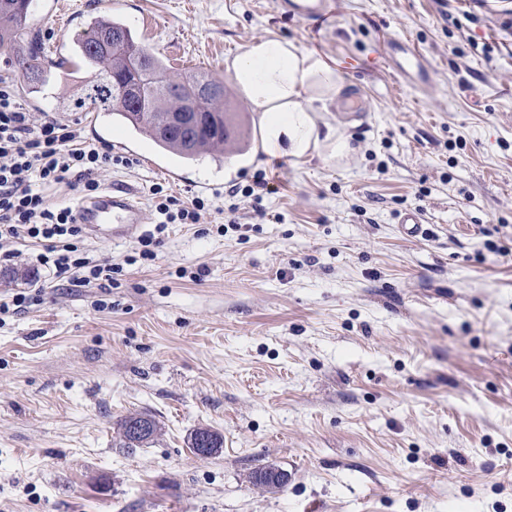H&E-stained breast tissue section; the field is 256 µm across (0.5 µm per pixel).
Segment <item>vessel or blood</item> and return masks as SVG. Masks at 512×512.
<instances>
[{"label":"vessel or blood","instance_id":"b4317fda","mask_svg":"<svg viewBox=\"0 0 512 512\" xmlns=\"http://www.w3.org/2000/svg\"><path fill=\"white\" fill-rule=\"evenodd\" d=\"M281 15L290 20L316 21L333 10L334 0H280ZM387 54L401 76L414 79L426 86L429 74L420 53L403 39H391ZM76 219L95 239H121L133 237L144 224V211L135 192L127 187H112L99 196L79 202Z\"/></svg>","mask_w":512,"mask_h":512}]
</instances>
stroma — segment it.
Here are the masks:
<instances>
[{"label": "stroma", "mask_w": 512, "mask_h": 512, "mask_svg": "<svg viewBox=\"0 0 512 512\" xmlns=\"http://www.w3.org/2000/svg\"><path fill=\"white\" fill-rule=\"evenodd\" d=\"M512 0H337L315 28L277 0H122L139 43L174 72L223 79L251 148L184 163L129 127L72 103L84 70L52 68L45 96L0 54V80L30 112L78 123L88 142L130 140L103 187L202 197L199 224L172 225L152 261L134 240H88L120 265L112 287L59 285L0 263V512H512ZM49 58H73L107 0H33ZM475 13L478 23L452 20ZM279 36L341 64L366 117L329 106L352 151L259 158V116L232 79L242 46ZM408 39L430 71L403 82L383 42ZM493 50L483 54L481 43ZM267 173L255 212L220 233L226 186ZM420 211L414 239L397 224ZM147 414L161 435L119 448ZM220 433L197 456L196 428ZM287 471L265 491L252 471ZM143 419L149 422V429L145 435L136 436L131 432V427L133 424ZM161 430L162 428L159 421L150 415H130L119 424L116 445H118L119 448H140L152 442L160 434Z\"/></svg>", "instance_id": "35a3bbf8"}]
</instances>
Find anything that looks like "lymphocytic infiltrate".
Wrapping results in <instances>:
<instances>
[{
  "instance_id": "obj_1",
  "label": "lymphocytic infiltrate",
  "mask_w": 512,
  "mask_h": 512,
  "mask_svg": "<svg viewBox=\"0 0 512 512\" xmlns=\"http://www.w3.org/2000/svg\"><path fill=\"white\" fill-rule=\"evenodd\" d=\"M110 145L87 143L81 127L51 113L34 116L18 100L9 82L0 80V259L20 256L18 241L38 247L37 263L56 278L87 285L113 282L119 266L99 264L85 247V229L72 208L51 206L43 192L48 184H64L89 196L100 186L102 171L122 164ZM206 203L195 197L158 196L160 216L138 238L139 256L154 260L169 225L196 224Z\"/></svg>"
}]
</instances>
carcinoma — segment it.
Here are the masks:
<instances>
[{
  "instance_id": "1",
  "label": "carcinoma",
  "mask_w": 512,
  "mask_h": 512,
  "mask_svg": "<svg viewBox=\"0 0 512 512\" xmlns=\"http://www.w3.org/2000/svg\"><path fill=\"white\" fill-rule=\"evenodd\" d=\"M32 2L0 0V53L13 56L15 64L32 82L29 93L37 94L42 92L49 70L42 66L43 54L31 45ZM112 39L142 50L144 71L164 78L165 85L154 93L153 110L144 111L130 99L117 101L115 86L100 83V78L107 75L117 78L125 76L124 59L104 47ZM77 46L80 62L88 72V80L82 95L74 100V108L81 109L89 102L94 105L95 111L112 117V122L132 127L162 151L170 150L173 155L185 160L224 153V145L228 144V138L237 129L236 113L230 111L224 91L206 93L198 98L197 109L202 112L200 125L171 131L162 127V120L184 99V80L188 76L170 71L159 56L137 42L130 28L120 19L93 18L77 39ZM143 419L149 422V429L145 435L136 436L131 432V427ZM160 432V423L152 416L130 415L119 424L117 445L120 448H140L152 442ZM201 438L207 439L212 448L223 445V438L218 432L208 427H198L190 434V447L196 448Z\"/></svg>"
}]
</instances>
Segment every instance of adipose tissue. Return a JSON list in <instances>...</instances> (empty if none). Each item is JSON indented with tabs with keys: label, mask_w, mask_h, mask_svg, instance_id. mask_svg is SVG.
<instances>
[{
	"label": "adipose tissue",
	"mask_w": 512,
	"mask_h": 512,
	"mask_svg": "<svg viewBox=\"0 0 512 512\" xmlns=\"http://www.w3.org/2000/svg\"><path fill=\"white\" fill-rule=\"evenodd\" d=\"M232 74L263 128L267 153L303 159L324 149L341 157L349 149L320 106L342 96L343 77L336 64L280 37H263L243 46Z\"/></svg>",
	"instance_id": "adipose-tissue-1"
}]
</instances>
